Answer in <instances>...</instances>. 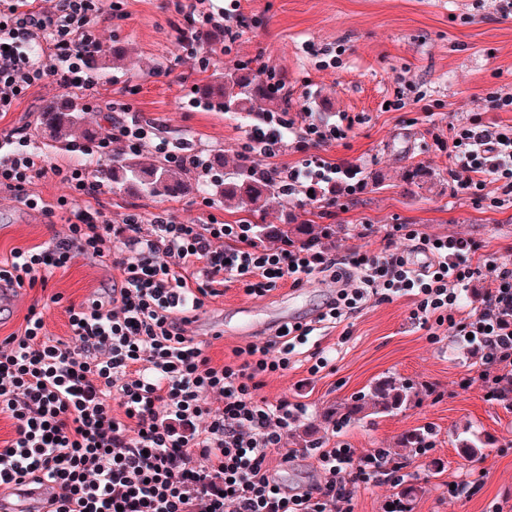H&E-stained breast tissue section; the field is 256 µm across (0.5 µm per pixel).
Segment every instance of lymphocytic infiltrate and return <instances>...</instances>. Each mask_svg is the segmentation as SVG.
Listing matches in <instances>:
<instances>
[{
    "label": "lymphocytic infiltrate",
    "instance_id": "lymphocytic-infiltrate-1",
    "mask_svg": "<svg viewBox=\"0 0 512 512\" xmlns=\"http://www.w3.org/2000/svg\"><path fill=\"white\" fill-rule=\"evenodd\" d=\"M179 42L200 49V69L213 57L200 48V31L223 30L236 40L248 26L240 0L214 7L208 0H181ZM100 0H0V112L10 111L30 87L52 79L64 90H86L94 81L85 58L97 39ZM347 114L337 122L271 115L266 127L246 135L250 158L282 176L289 191L340 189L357 199L366 185L359 170L315 155L301 164L280 163L284 138L300 149L327 146L346 133ZM112 139L130 153L153 145L175 167L201 170V149L158 136L154 124L132 114L130 105L112 109ZM437 143L462 176L457 188L481 200L485 177L512 196V126L480 123L449 127ZM67 183L74 198L69 233L55 244L17 249L0 260V288L47 287L59 269L79 254L108 257L117 275L108 299L66 307L71 341L47 336L41 312L30 309L20 333L0 340V418L13 433L0 442V505L54 483L57 494L42 512H353V490L385 483L402 464L385 448L359 454L341 445L285 448L292 424L306 412L299 401L260 397L258 378L286 371L307 354L308 372L328 365L321 350L306 351L310 336L359 310L368 296L407 298L410 317L434 332L450 329L479 354L478 377L461 378L460 389L482 380L485 396L498 399L512 387V261L484 267L481 243L457 236L420 235L412 224L392 225L390 236L412 241L424 254L366 252L336 258L319 241L256 244L253 227L211 220L187 224L170 212L155 216L150 231L137 218L115 227L104 214L88 212L80 200L102 188L88 169L46 165L27 152L0 158V187L20 189L46 178ZM130 254L115 256L113 238ZM491 271L488 288L464 300L470 283ZM327 274L336 295L313 319L286 323L264 345L235 348L234 363L217 364L205 341L186 333L219 288L239 283L249 295H266L283 283L303 286ZM223 398L212 409L209 395ZM281 449L273 459V449ZM311 457L320 484L298 490L276 477L279 464Z\"/></svg>",
    "mask_w": 512,
    "mask_h": 512
}]
</instances>
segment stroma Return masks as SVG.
Instances as JSON below:
<instances>
[{
    "instance_id": "35a3bbf8",
    "label": "stroma",
    "mask_w": 512,
    "mask_h": 512,
    "mask_svg": "<svg viewBox=\"0 0 512 512\" xmlns=\"http://www.w3.org/2000/svg\"><path fill=\"white\" fill-rule=\"evenodd\" d=\"M176 0H126L121 16L95 29L102 44L126 50L111 81L96 79L89 118L98 125L99 144L92 153L48 148L38 116L60 96L47 80L31 87L10 112L0 115V136L12 135L14 146L36 153L46 164L93 166L102 152H119L110 143L111 103L131 104L133 112L155 121L160 136L222 153L225 170L239 161V148L251 123L231 112H212L196 103L195 83L202 74L197 57L179 45L173 23ZM252 25L244 29L221 65L260 57L288 78L295 107L314 120L346 113L353 125L344 139L316 153L339 165L359 166L369 176L366 191L336 209L335 254L360 249L376 255L395 248L410 250V241L387 238L394 224H413L428 236L461 235L483 244L485 262L512 258V201L504 200L498 182L487 180L482 201L454 193L452 167L434 136L472 118L512 124V112L493 110L496 92H512V16H502L498 0H244ZM413 88L422 101L398 111L384 108L397 92ZM427 166L439 176L435 187L406 185L407 169ZM71 190L45 179L20 190L0 188V259L16 248L48 246L68 233L69 213L57 201ZM36 196L37 208L26 200ZM88 209L103 210L113 224L137 215L151 224L160 212L202 224L217 219L236 224L246 212L225 208L212 190L180 198L145 197L105 190L89 200ZM111 261L76 257L58 270L47 290L13 289L0 302V340L20 333L30 307H37L47 335L69 339L65 309L104 296L112 287ZM327 276L317 275L302 287L283 285L264 296L245 294L235 283L210 300L190 331L208 341L215 362L231 363L233 350L262 344L265 333L289 321L310 319L332 298ZM407 299H368L358 312L319 337L328 366L309 377L306 363L262 376L259 394L305 403L302 423L316 425L326 446L348 444L363 452L395 447L398 437L415 428L436 433V446L423 457H408L405 478L422 491L413 512H512V405L486 400L481 384L458 387L461 377L476 375L479 356L449 331L429 338L413 323ZM396 375L414 383L416 404L407 410L343 426L326 421L336 403L366 392L375 380ZM495 437L479 459L459 456V437ZM466 479L472 489L452 498L450 482Z\"/></svg>"
}]
</instances>
